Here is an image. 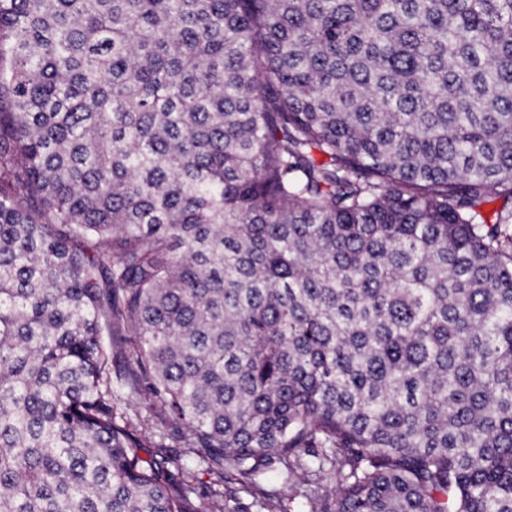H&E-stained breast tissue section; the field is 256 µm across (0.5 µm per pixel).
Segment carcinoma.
Masks as SVG:
<instances>
[{
    "label": "carcinoma",
    "mask_w": 512,
    "mask_h": 512,
    "mask_svg": "<svg viewBox=\"0 0 512 512\" xmlns=\"http://www.w3.org/2000/svg\"><path fill=\"white\" fill-rule=\"evenodd\" d=\"M500 198L512 0H0V512H512ZM138 407H132L129 415L133 419V426L136 427L142 439L144 448L140 451L141 457L147 459L154 454H159L163 448H157V419L149 412L143 403H138ZM139 416H135V414Z\"/></svg>",
    "instance_id": "1"
}]
</instances>
